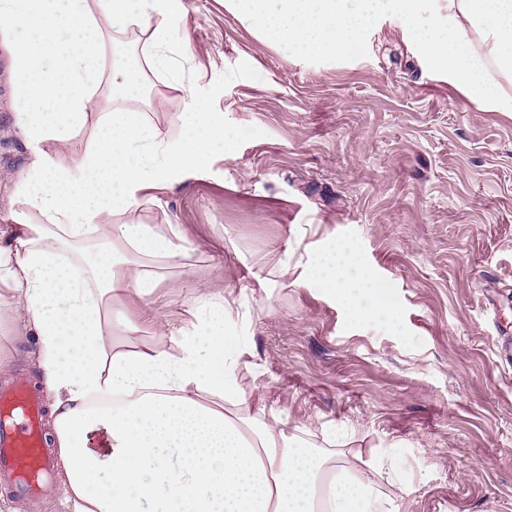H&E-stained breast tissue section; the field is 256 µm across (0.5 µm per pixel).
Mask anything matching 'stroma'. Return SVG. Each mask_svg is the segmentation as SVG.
<instances>
[{
	"label": "stroma",
	"mask_w": 512,
	"mask_h": 512,
	"mask_svg": "<svg viewBox=\"0 0 512 512\" xmlns=\"http://www.w3.org/2000/svg\"><path fill=\"white\" fill-rule=\"evenodd\" d=\"M183 57L150 68L162 130L194 94L223 117L232 155L117 215L177 225L191 266L165 272L153 299L176 326L196 287L221 291L243 399L279 414L362 469L399 512H512V85L494 100L462 88L420 49L419 30L378 18L343 56L310 57L242 22L232 0H183ZM10 53L0 46V217L27 151ZM346 241L398 310L354 319L315 263ZM32 337L0 311V384H40ZM62 484L38 502L0 478V512H69Z\"/></svg>",
	"instance_id": "obj_1"
}]
</instances>
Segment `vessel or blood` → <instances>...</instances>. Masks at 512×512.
<instances>
[{"label":"vessel or blood","instance_id":"b4317fda","mask_svg":"<svg viewBox=\"0 0 512 512\" xmlns=\"http://www.w3.org/2000/svg\"><path fill=\"white\" fill-rule=\"evenodd\" d=\"M50 472L40 431V406L22 380L0 389V474L15 479L17 495L35 494Z\"/></svg>","mask_w":512,"mask_h":512}]
</instances>
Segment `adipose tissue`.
Segmentation results:
<instances>
[{
    "label": "adipose tissue",
    "mask_w": 512,
    "mask_h": 512,
    "mask_svg": "<svg viewBox=\"0 0 512 512\" xmlns=\"http://www.w3.org/2000/svg\"><path fill=\"white\" fill-rule=\"evenodd\" d=\"M266 38L309 55L351 52L384 12L405 29L418 0H237ZM447 15L422 47L466 88L512 81V0H446ZM182 0H0V44L13 59L21 110L16 133L28 162L17 177L0 246V308L39 347L52 398L53 442L72 512H397L348 462L331 461L286 431L276 414L243 419L204 404L241 399L237 354L215 292L190 305L202 330L175 331L151 296L159 269L190 261L188 243L150 224H118L147 190L164 191L231 153L223 118L187 96L177 135L114 101L141 100L136 71H107L117 34L144 27L146 61L164 65L176 46L169 19ZM90 130L85 148L72 141ZM327 287L351 298L381 284L347 245L316 262ZM136 321L113 322L114 301ZM149 327L151 345L120 351L116 335ZM109 479H101L102 471Z\"/></svg>",
    "instance_id": "ef3b65f1"
}]
</instances>
